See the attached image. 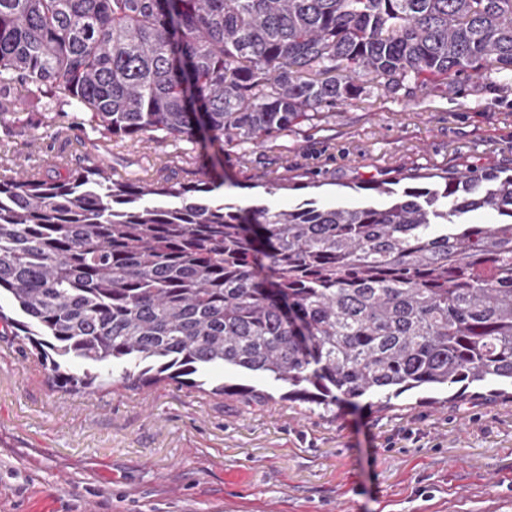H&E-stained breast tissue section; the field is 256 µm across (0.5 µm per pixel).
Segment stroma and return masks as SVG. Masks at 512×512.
Segmentation results:
<instances>
[{
    "mask_svg": "<svg viewBox=\"0 0 512 512\" xmlns=\"http://www.w3.org/2000/svg\"><path fill=\"white\" fill-rule=\"evenodd\" d=\"M0 114L11 139L0 163L28 171L50 156L110 160L113 178L223 179L241 207L291 205L295 190L266 193L256 178L305 173L332 205L358 200V182L465 167L512 168V79L477 77L397 92L367 83L357 99L325 107L259 144L148 141L97 148L76 110L34 107L14 89ZM165 379L138 389L71 391L0 329V512H512V402L406 393L379 408L331 411L289 400L257 380L265 406Z\"/></svg>",
    "mask_w": 512,
    "mask_h": 512,
    "instance_id": "stroma-1",
    "label": "stroma"
}]
</instances>
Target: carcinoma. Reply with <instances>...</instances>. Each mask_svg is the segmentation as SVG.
<instances>
[{
    "label": "carcinoma",
    "instance_id": "obj_1",
    "mask_svg": "<svg viewBox=\"0 0 512 512\" xmlns=\"http://www.w3.org/2000/svg\"><path fill=\"white\" fill-rule=\"evenodd\" d=\"M463 75L512 76V0H0V112L20 86L108 141L257 142L315 124L363 77L395 93ZM52 168L66 175L0 165V297L19 314L0 321L54 381L108 388L119 365L125 388L197 387L227 366L327 410L455 386L466 402L472 385L512 401L509 171L242 208L209 177ZM477 211L497 222L464 220Z\"/></svg>",
    "mask_w": 512,
    "mask_h": 512
}]
</instances>
